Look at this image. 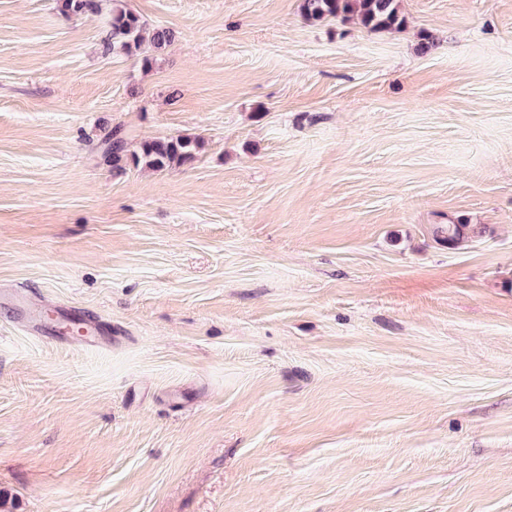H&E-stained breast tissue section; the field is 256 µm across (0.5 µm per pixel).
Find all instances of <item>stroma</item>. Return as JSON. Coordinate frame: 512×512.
I'll return each mask as SVG.
<instances>
[{
    "mask_svg": "<svg viewBox=\"0 0 512 512\" xmlns=\"http://www.w3.org/2000/svg\"><path fill=\"white\" fill-rule=\"evenodd\" d=\"M125 2L0 0V290L112 330L0 310V512H512V0ZM101 0H56V9L67 19L78 18L101 9ZM121 2L112 1L110 29L103 41L104 51L141 56L142 64L148 66L154 57L153 53L171 45L173 33L166 27H151L139 14ZM300 8L312 22L356 20L370 30L398 29L404 23L399 0H301ZM104 138L107 145L105 161L112 162V169L116 172L123 171L128 160L136 166L142 164L155 171L185 165L195 159L201 146L198 139L191 137L157 138L143 142L139 152L128 153L126 143L117 130L106 132ZM484 230L477 225L453 223L437 224L433 229V236L437 241L448 244V248H454L461 243L468 241L476 234H483ZM0 308L9 313L11 318L22 324L30 333L38 336H50L61 340L64 338L66 328L76 321L84 324L87 334L92 336L87 344H99L100 339L97 336L104 335L98 324L85 320L76 311L65 307L49 311L45 307L32 306L27 297L20 292L0 293Z\"/></svg>",
    "mask_w": 512,
    "mask_h": 512,
    "instance_id": "35a3bbf8",
    "label": "stroma"
}]
</instances>
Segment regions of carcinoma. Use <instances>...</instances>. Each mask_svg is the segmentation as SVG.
<instances>
[{"label":"carcinoma","mask_w":512,"mask_h":512,"mask_svg":"<svg viewBox=\"0 0 512 512\" xmlns=\"http://www.w3.org/2000/svg\"><path fill=\"white\" fill-rule=\"evenodd\" d=\"M56 9L67 19L78 18L101 9V0H56ZM301 12L306 20L322 22L341 18L355 20L370 30L400 28L404 19L399 0H301ZM173 42V33L166 27H151L139 14L126 8L122 0H112L110 29L103 41L107 53H122L141 57L143 65L151 64L154 53ZM105 161L112 170L121 172L127 163L143 165L155 171L192 162L200 148L196 138L178 136L145 141L139 151L130 153L118 131L104 134ZM484 230L473 224H439L433 229L437 241L455 246L471 239Z\"/></svg>","instance_id":"obj_1"}]
</instances>
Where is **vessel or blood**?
Segmentation results:
<instances>
[{
  "label": "vessel or blood",
  "instance_id": "obj_1",
  "mask_svg": "<svg viewBox=\"0 0 512 512\" xmlns=\"http://www.w3.org/2000/svg\"><path fill=\"white\" fill-rule=\"evenodd\" d=\"M0 309L9 313L18 323L30 333L62 339L67 327L79 321V314L69 308L59 307L49 310L32 306L27 297L20 292L0 293Z\"/></svg>",
  "mask_w": 512,
  "mask_h": 512
}]
</instances>
